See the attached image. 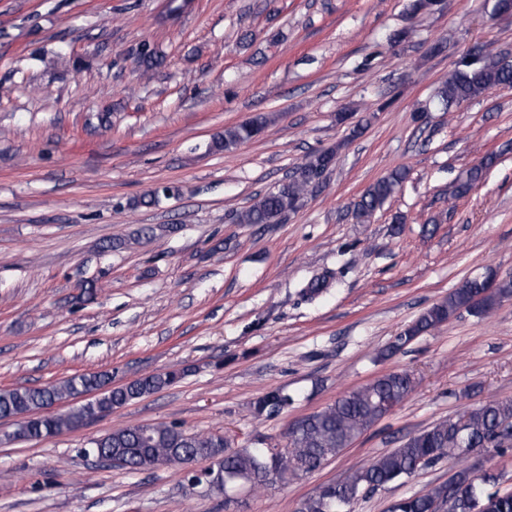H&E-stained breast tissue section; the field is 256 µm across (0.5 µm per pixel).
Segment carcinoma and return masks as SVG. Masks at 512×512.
I'll return each instance as SVG.
<instances>
[{"mask_svg": "<svg viewBox=\"0 0 512 512\" xmlns=\"http://www.w3.org/2000/svg\"><path fill=\"white\" fill-rule=\"evenodd\" d=\"M499 87H512V55L492 52L484 46L468 51L439 86L436 102L449 111L463 102ZM267 118L254 119L224 128L214 142L218 151H230L257 137ZM333 149L316 152L299 166L288 182L267 191L254 205L236 215L239 224H279L296 211L307 195L320 191L335 163ZM494 153L483 156L456 181L451 194H467L480 183L497 162ZM407 177L396 168L372 183L355 203L356 218L365 223L394 194ZM512 298V275L488 273L465 279L448 297L424 311L403 328L386 348L390 356L406 348L457 313L465 310L477 316L489 315L501 302ZM184 372L151 374L130 381L121 388L104 391L112 373L95 372L73 376L58 384L20 386L0 391V420H16L24 413L37 412L82 393L94 395L88 405L65 413L38 418L14 430L12 438L38 441L79 428L85 423L121 408L146 395L169 387ZM413 389L405 371L386 373L353 390L326 408L294 420L288 428L285 447L235 448L222 433H190L177 424L132 425L116 429L91 441L92 456L118 458L131 472L178 466L192 486L211 483V492L227 495L239 487L254 490L286 484L291 478L318 471L365 431L385 416L383 402L400 405ZM291 398L272 389L253 402L256 416L272 417L288 408ZM512 428V400H493L439 421L408 437L400 447L382 454L366 467L340 483L318 487L304 499L301 512H346L360 494L413 476L418 470L451 460L457 470L445 483L397 500L390 512H436L447 504L448 512H512V491L491 490L497 478L483 474L477 478L465 465V449L511 448L512 442L499 439L503 429ZM200 461L208 467L197 471Z\"/></svg>", "mask_w": 512, "mask_h": 512, "instance_id": "cac0c4a2", "label": "carcinoma"}]
</instances>
